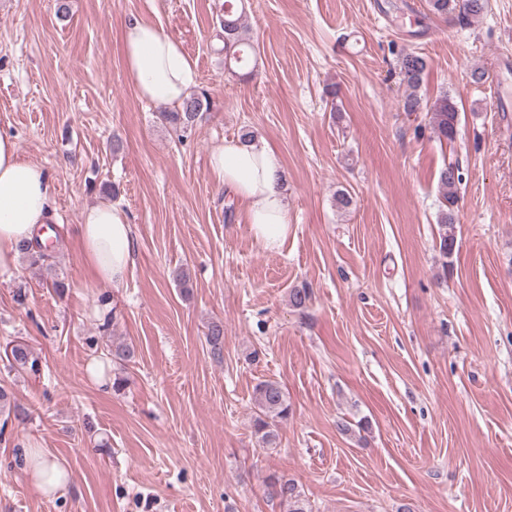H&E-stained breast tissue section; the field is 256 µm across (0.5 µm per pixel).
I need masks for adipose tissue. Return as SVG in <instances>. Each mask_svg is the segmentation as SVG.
Returning a JSON list of instances; mask_svg holds the SVG:
<instances>
[{
    "label": "adipose tissue",
    "mask_w": 512,
    "mask_h": 512,
    "mask_svg": "<svg viewBox=\"0 0 512 512\" xmlns=\"http://www.w3.org/2000/svg\"><path fill=\"white\" fill-rule=\"evenodd\" d=\"M125 66L139 95L154 103L180 104L197 83L196 65L179 41L156 25L128 21L122 31ZM209 167L221 188L247 207L255 239L270 251L288 238V200L283 169L266 142L228 139L211 154ZM53 220L48 172L21 156L16 142L0 135V274L16 265L21 244ZM83 258L104 288L121 285L133 265V229L124 210L102 201L85 207L77 226ZM22 469L38 487L66 484L61 465L37 443L25 447Z\"/></svg>",
    "instance_id": "1"
}]
</instances>
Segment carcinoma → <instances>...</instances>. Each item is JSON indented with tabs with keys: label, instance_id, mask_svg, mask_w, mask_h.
<instances>
[{
	"label": "carcinoma",
	"instance_id": "obj_1",
	"mask_svg": "<svg viewBox=\"0 0 512 512\" xmlns=\"http://www.w3.org/2000/svg\"><path fill=\"white\" fill-rule=\"evenodd\" d=\"M228 8L224 9L222 20V40L224 42V67L232 69L248 65L255 53L254 46L244 25L242 14L234 4V0H224ZM430 11L439 16L456 15L462 22H471L480 18L487 8V0H428ZM398 70L401 83L405 86V95L401 99L402 111L408 115L415 112H427L429 129L439 141L455 138L458 125V109L453 98L444 92L433 103H428L419 95L427 70L424 56L401 49L397 52ZM210 108L207 91L193 93L181 103L178 112H162L160 118L182 132L192 130L199 113ZM461 169V161L451 160L438 172V183L442 193V209L438 215V251L445 259L443 267H448L446 259L451 257L456 248L453 224L456 223L455 209L459 201V186L462 175H454V170ZM206 341L215 354L221 353L224 347V328L218 323L212 324ZM11 366L39 373V361L34 352L21 345H15L8 355ZM255 412L253 429L258 442L264 448L277 446L280 425L288 420L291 405L281 384L273 380H264L255 387ZM270 497L279 500L284 512H308L303 493L295 480L285 476H271L266 482Z\"/></svg>",
	"mask_w": 512,
	"mask_h": 512
}]
</instances>
